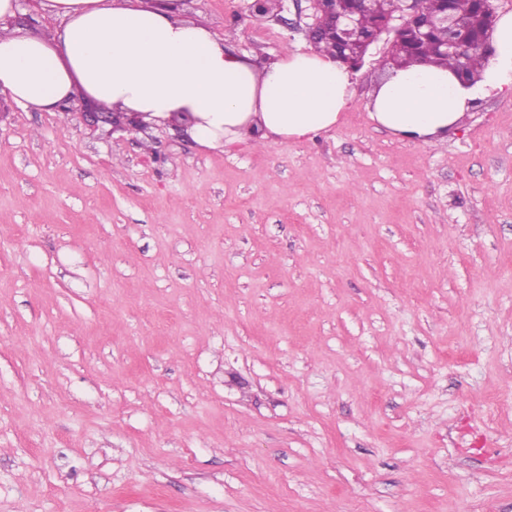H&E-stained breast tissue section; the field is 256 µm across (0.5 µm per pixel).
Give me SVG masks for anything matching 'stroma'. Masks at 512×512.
<instances>
[{
    "label": "stroma",
    "instance_id": "stroma-1",
    "mask_svg": "<svg viewBox=\"0 0 512 512\" xmlns=\"http://www.w3.org/2000/svg\"><path fill=\"white\" fill-rule=\"evenodd\" d=\"M180 0L237 53L308 0ZM204 150L0 118V512H512V94Z\"/></svg>",
    "mask_w": 512,
    "mask_h": 512
}]
</instances>
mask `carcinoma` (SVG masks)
Listing matches in <instances>:
<instances>
[{
    "mask_svg": "<svg viewBox=\"0 0 512 512\" xmlns=\"http://www.w3.org/2000/svg\"><path fill=\"white\" fill-rule=\"evenodd\" d=\"M421 10L426 15L439 14L446 10L452 13L460 23V39L452 54L439 50L445 34L434 31L422 39L414 33L411 26L401 30L391 45L390 56L398 67L413 63L430 62L449 66L456 72L474 77L487 58L485 46L484 19L491 16V0H420ZM358 11L359 28L362 32L371 31L382 19L398 16L404 11V0H365L355 3Z\"/></svg>",
    "mask_w": 512,
    "mask_h": 512,
    "instance_id": "1",
    "label": "carcinoma"
}]
</instances>
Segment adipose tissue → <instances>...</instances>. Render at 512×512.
<instances>
[{
	"label": "adipose tissue",
	"instance_id": "obj_1",
	"mask_svg": "<svg viewBox=\"0 0 512 512\" xmlns=\"http://www.w3.org/2000/svg\"><path fill=\"white\" fill-rule=\"evenodd\" d=\"M48 8L59 25L32 34L14 24L19 0H0V97L28 112L80 98L147 122H184L195 144L228 151L313 139L356 103L351 68L331 55L227 51L222 36L182 18L176 0H48ZM510 92L512 12L496 18L476 82L417 63L389 70L368 107L393 136L433 145L480 99Z\"/></svg>",
	"mask_w": 512,
	"mask_h": 512
}]
</instances>
